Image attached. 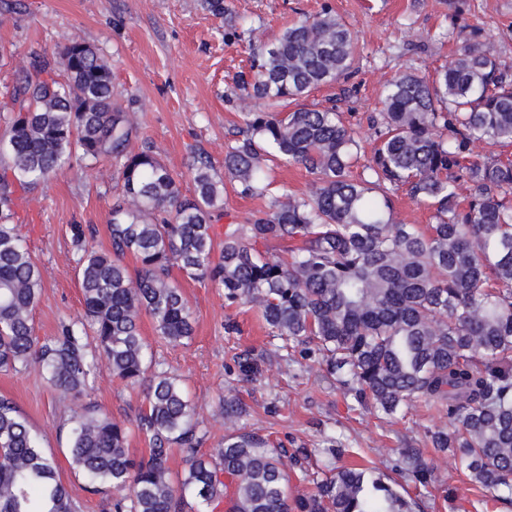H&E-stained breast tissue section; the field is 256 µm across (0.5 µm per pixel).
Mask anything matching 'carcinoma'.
Instances as JSON below:
<instances>
[{"mask_svg": "<svg viewBox=\"0 0 512 512\" xmlns=\"http://www.w3.org/2000/svg\"><path fill=\"white\" fill-rule=\"evenodd\" d=\"M356 60L354 31L328 8L261 42L253 75L236 84L264 110L243 113L224 177L210 158H193L189 195L151 148L133 147L137 126L102 49L74 38L52 53L30 52L15 74L10 102L0 104L13 113L0 139L9 159L0 174V370L38 368L65 408L88 394L101 359L113 378L142 389L132 429L91 403L69 419L68 463L90 492H114L110 512H183L188 497L197 512H415L416 502L373 468L343 463L336 438L327 439L335 461L327 471H309L303 449L290 456L313 484L293 498L281 453L255 433L227 434L223 447L199 452L194 408L141 334L147 316L169 344L193 335L174 269L222 291L228 306L256 307L271 336L318 356L351 409L392 419L418 401L443 408L448 425L428 430L431 446L451 453L487 500L512 506V159L477 153L512 144V61L495 56L478 30L434 78L398 72L372 120L373 153L355 176L360 145L339 113L288 104L349 78ZM74 159L118 167L111 250L87 246L90 228L70 226L84 315L40 338L33 313L42 274L12 223L13 195ZM274 160L303 166L312 192L271 195L266 162ZM226 177L241 195L271 201L248 223L228 225L219 244L213 224ZM400 187L433 211L434 223L396 219L390 192ZM271 240L298 245L271 258L260 249ZM134 432L150 444L139 459L127 448ZM175 447L185 454L176 483ZM398 471L418 491L434 482L418 448L400 449ZM0 512H81L4 395Z\"/></svg>", "mask_w": 512, "mask_h": 512, "instance_id": "1", "label": "carcinoma"}]
</instances>
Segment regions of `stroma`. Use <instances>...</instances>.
<instances>
[{
  "label": "stroma",
  "instance_id": "1",
  "mask_svg": "<svg viewBox=\"0 0 512 512\" xmlns=\"http://www.w3.org/2000/svg\"><path fill=\"white\" fill-rule=\"evenodd\" d=\"M15 13L0 14V45L13 56L0 68V85L26 66L31 50H56L77 37L102 48L112 59L113 81L137 122L134 147L150 146L164 164L182 174L191 191L188 165L196 154L224 168V152L239 137L241 115L261 110L259 101L236 95L234 76L250 67L256 44L302 15L323 7L357 33L358 61L346 80L314 90L311 108L335 107L353 127L364 149H371L366 118L381 111L385 85L398 71L431 76L450 61L458 32L481 27L493 53L512 60V0H224L223 16H213L201 0H24ZM118 171L110 162L89 166L72 162L43 186L18 193L16 226L43 277L34 311L35 333L55 335L64 322L83 313L76 272L77 254L69 227L90 226V245L111 247L108 221ZM180 286L194 318V334L171 345L143 319L141 332L162 368L181 379L194 406L201 451L219 447L227 429L217 408L222 397L244 409L239 428L268 436L283 456L305 448L311 462L324 464L325 440L341 439L351 461L376 466L404 496H418L413 484L394 469L400 448L423 449L434 465L435 482L420 496L423 512H486L481 495L466 472L447 454L432 448L427 428L443 426L447 416L419 403L405 417L384 421L355 411L314 360H289L279 339L269 336L258 311L247 305L226 307L217 289L184 280ZM238 332L226 334V321ZM251 359L254 370L241 374L239 363ZM0 394L12 398L42 439L46 453L59 463V474L83 512H109V495L92 494L66 459L59 435L65 420L53 390L36 368L0 371ZM91 399L110 418L134 420L141 390L126 387L100 365ZM455 493L453 500L443 490Z\"/></svg>",
  "mask_w": 512,
  "mask_h": 512
}]
</instances>
